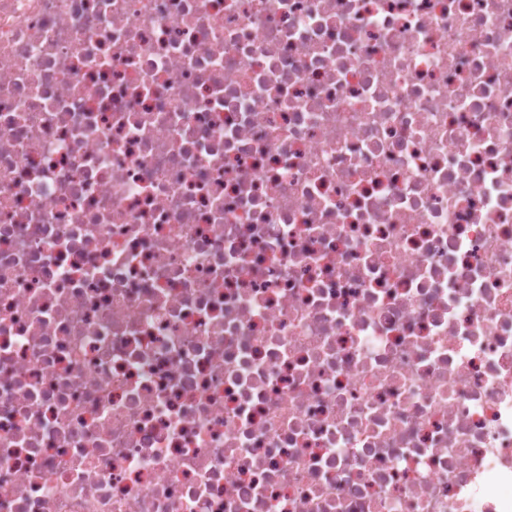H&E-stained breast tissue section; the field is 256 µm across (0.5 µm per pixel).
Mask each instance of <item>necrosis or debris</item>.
Masks as SVG:
<instances>
[{
	"mask_svg": "<svg viewBox=\"0 0 512 512\" xmlns=\"http://www.w3.org/2000/svg\"><path fill=\"white\" fill-rule=\"evenodd\" d=\"M0 512H512V0H0Z\"/></svg>",
	"mask_w": 512,
	"mask_h": 512,
	"instance_id": "obj_1",
	"label": "necrosis or debris"
}]
</instances>
